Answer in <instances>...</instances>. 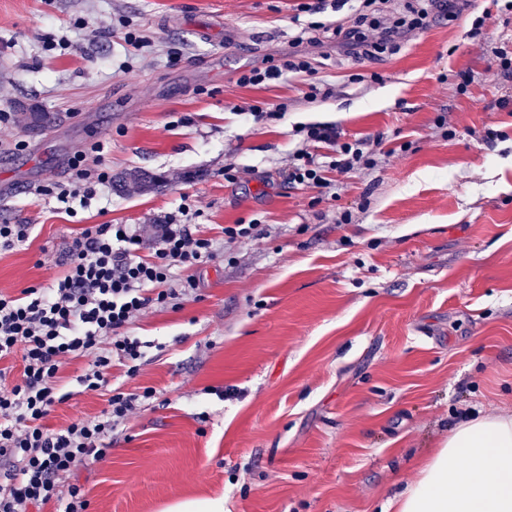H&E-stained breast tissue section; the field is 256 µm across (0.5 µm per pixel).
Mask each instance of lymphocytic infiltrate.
I'll return each mask as SVG.
<instances>
[{
    "label": "lymphocytic infiltrate",
    "instance_id": "1",
    "mask_svg": "<svg viewBox=\"0 0 512 512\" xmlns=\"http://www.w3.org/2000/svg\"><path fill=\"white\" fill-rule=\"evenodd\" d=\"M377 0H362L355 26L334 28L331 37L356 60L374 57L382 48L398 49L433 12H448L450 0H415L411 18L380 25L367 11ZM307 141L335 144L331 160L298 150L288 167L289 182L326 189L327 170L348 172L374 166L376 144L368 139L337 142L333 126L304 128ZM109 142L98 140L70 160L72 179L58 187L55 197L66 204L90 198L96 185L105 184L106 171L90 173L88 156L103 160ZM183 223L161 225L152 255L141 256L143 240L128 224H91L69 244L64 271L48 286H30L20 295L0 293V361L20 356L23 372L0 393V512H87L89 502L80 483L70 477L81 466L106 459L105 438L141 403L143 393L110 392L112 369L135 373L143 343L129 332L141 312L152 305L189 296L196 281L188 269L212 261L211 238L189 225L196 212L191 204L178 208ZM183 278H176V271ZM85 357L89 364L75 378L85 392L109 391L108 406L93 420H75L60 428L47 420L66 393L58 387L59 372L68 361Z\"/></svg>",
    "mask_w": 512,
    "mask_h": 512
}]
</instances>
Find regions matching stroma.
I'll use <instances>...</instances> for the list:
<instances>
[{"label": "stroma", "mask_w": 512, "mask_h": 512, "mask_svg": "<svg viewBox=\"0 0 512 512\" xmlns=\"http://www.w3.org/2000/svg\"><path fill=\"white\" fill-rule=\"evenodd\" d=\"M295 3L0 0V110L13 114L0 223L32 227L0 251V292L49 284L83 225L131 224L150 242L185 200L217 244L191 271L195 296L130 328L149 346L112 384L154 395L79 471L88 512L217 497L224 512H387L454 421L512 413V77L492 61L512 45V14L472 38L488 2L459 0L399 50L357 62L313 40ZM129 32L152 48L134 51ZM289 52L310 72L239 85ZM311 83L329 97L306 98ZM254 104L284 114L257 122ZM25 110L52 122L28 132ZM308 123L380 140L376 166L327 171L332 196L288 183L306 146L293 128ZM102 139L110 175L146 171L162 189L108 184L70 212L43 194ZM24 179L34 190L7 196ZM255 219L262 235L225 237ZM86 364L62 370L70 397L51 425L107 408L109 392L77 390Z\"/></svg>", "instance_id": "35a3bbf8"}]
</instances>
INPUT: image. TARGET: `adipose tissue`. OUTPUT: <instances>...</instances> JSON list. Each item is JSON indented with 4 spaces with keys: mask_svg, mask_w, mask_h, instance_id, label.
I'll return each instance as SVG.
<instances>
[{
    "mask_svg": "<svg viewBox=\"0 0 512 512\" xmlns=\"http://www.w3.org/2000/svg\"><path fill=\"white\" fill-rule=\"evenodd\" d=\"M389 506L393 512H512V415L458 421Z\"/></svg>",
    "mask_w": 512,
    "mask_h": 512,
    "instance_id": "ef3b65f1",
    "label": "adipose tissue"
}]
</instances>
